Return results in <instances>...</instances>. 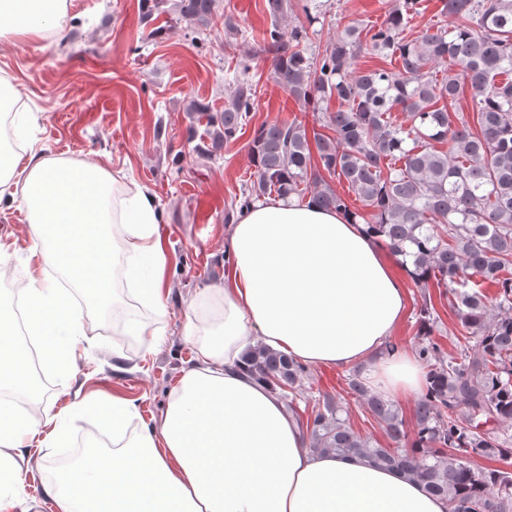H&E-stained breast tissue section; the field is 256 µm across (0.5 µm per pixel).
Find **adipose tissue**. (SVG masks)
Instances as JSON below:
<instances>
[{
    "mask_svg": "<svg viewBox=\"0 0 512 512\" xmlns=\"http://www.w3.org/2000/svg\"><path fill=\"white\" fill-rule=\"evenodd\" d=\"M68 0H0V38L50 37L68 15ZM27 213L43 269L60 272L70 288L34 279L22 288L29 333L54 337L47 364L70 368L85 336L74 291L106 293L114 251L109 236H86L89 225L120 224L130 246L128 291L164 322L160 295L166 257L153 197L123 189L101 163L68 164L30 155L18 166L0 145V204ZM230 272L204 301L184 314L183 334L196 348L195 363L169 391L160 423L133 432L136 408L112 399L108 427L113 450L53 472L46 492L55 512H447V502L423 484L359 456L309 450L298 422L276 393L242 362L253 339L305 367L365 364L367 383L385 397L420 394L417 358L392 345L403 319L404 283L380 239L366 225L308 199L257 201L237 212L226 238ZM0 388L20 391L40 407L50 430L37 429L0 408V467H13L32 440L52 448L68 440L66 410L39 397V383L17 342L12 313L0 307ZM221 468L203 465L204 449Z\"/></svg>",
    "mask_w": 512,
    "mask_h": 512,
    "instance_id": "ef3b65f1",
    "label": "adipose tissue"
}]
</instances>
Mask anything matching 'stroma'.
<instances>
[{"instance_id":"35a3bbf8","label":"stroma","mask_w":512,"mask_h":512,"mask_svg":"<svg viewBox=\"0 0 512 512\" xmlns=\"http://www.w3.org/2000/svg\"><path fill=\"white\" fill-rule=\"evenodd\" d=\"M396 0H315L307 26L313 50H324L345 26L383 22ZM239 28L227 40L225 18ZM269 25L265 0H218L211 25L191 32L184 24L144 18L140 0H70L68 17L51 40L0 39V76L19 90L34 123L23 144L50 150L70 162H104L122 183L154 197L168 263L164 295L169 315L160 335L136 337L123 359L112 355L111 310L87 306L92 323L87 343L67 374L42 366L43 398L56 408L85 397H123L137 408L136 426H155L169 390L195 358L182 334L183 313L228 273L224 214L254 171L248 144L265 123L299 120L316 127L312 112L300 111L271 77V57L261 52ZM248 57V69L237 61ZM257 86L256 109L241 134L206 160L187 141L186 101L196 97L224 108L240 80ZM4 259L23 280L44 278L25 214L0 209ZM351 368L312 367L296 390L303 419H313L322 395L341 399L355 432L390 446L382 424L348 393ZM13 487L37 499L40 512H55L44 493L51 477L39 453L24 455Z\"/></svg>"}]
</instances>
